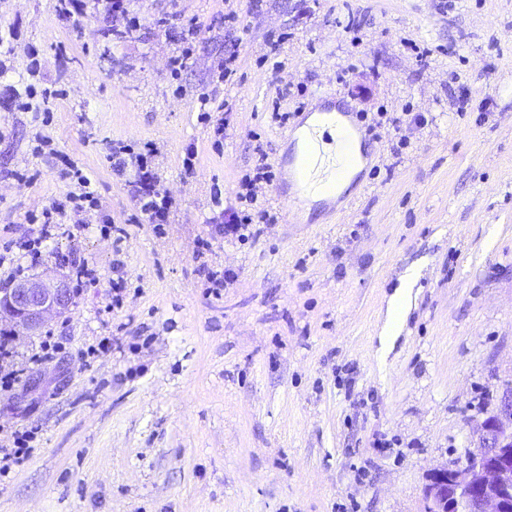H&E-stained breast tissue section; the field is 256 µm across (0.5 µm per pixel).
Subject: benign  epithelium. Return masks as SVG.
Wrapping results in <instances>:
<instances>
[{
	"label": "benign epithelium",
	"mask_w": 512,
	"mask_h": 512,
	"mask_svg": "<svg viewBox=\"0 0 512 512\" xmlns=\"http://www.w3.org/2000/svg\"><path fill=\"white\" fill-rule=\"evenodd\" d=\"M71 304L66 279L37 275L0 296V314L9 310L17 335L31 336ZM422 499V512H512V394L481 423L477 450L468 452L465 463L429 471Z\"/></svg>",
	"instance_id": "7a95c632"
}]
</instances>
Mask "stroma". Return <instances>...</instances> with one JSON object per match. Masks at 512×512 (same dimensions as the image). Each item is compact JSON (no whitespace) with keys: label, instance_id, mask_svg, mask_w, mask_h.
I'll list each match as a JSON object with an SVG mask.
<instances>
[{"label":"stroma","instance_id":"obj_1","mask_svg":"<svg viewBox=\"0 0 512 512\" xmlns=\"http://www.w3.org/2000/svg\"><path fill=\"white\" fill-rule=\"evenodd\" d=\"M75 4L67 16L58 0H0V248L73 190L74 165L97 207L67 213L82 234L43 243L30 272L67 276L59 257L73 250L99 276L48 321L61 339L51 362H26L39 336L13 339L23 375L0 390V448L26 431L31 452L0 473V512H420L429 470L474 448L512 390V0L444 12L438 0H265L255 14L245 0H130L140 26L120 40L99 0ZM231 9L232 81L218 79L221 28L201 32L171 79L188 21ZM351 17L359 26L343 34L336 23ZM282 32L277 71L266 38ZM299 82L304 92H286ZM335 101L430 122L408 129L397 157L367 140L371 159L336 203L216 244L212 263L237 278L208 295L194 252L213 189L234 201L260 144L275 179L259 204L283 210L280 160L299 118ZM224 103L218 143L199 113ZM117 140L157 148L151 165L174 199L164 234L131 222L137 206L106 160ZM103 214L125 229L122 245L101 235ZM116 255L127 286L108 314ZM407 275L410 308L381 342Z\"/></svg>","mask_w":512,"mask_h":512}]
</instances>
